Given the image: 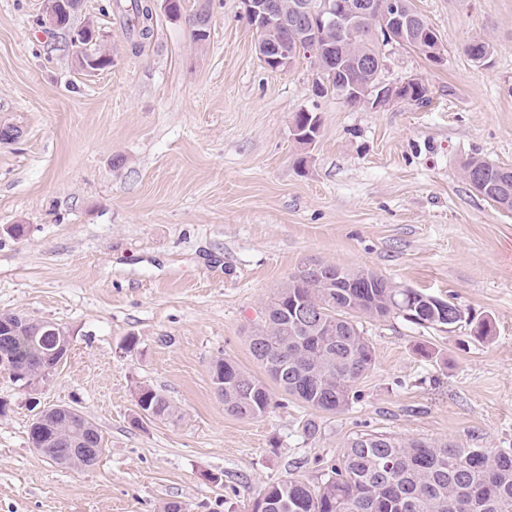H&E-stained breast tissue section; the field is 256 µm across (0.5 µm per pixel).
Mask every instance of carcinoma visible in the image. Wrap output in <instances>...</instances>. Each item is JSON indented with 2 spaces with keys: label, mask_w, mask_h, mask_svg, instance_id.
<instances>
[{
  "label": "carcinoma",
  "mask_w": 512,
  "mask_h": 512,
  "mask_svg": "<svg viewBox=\"0 0 512 512\" xmlns=\"http://www.w3.org/2000/svg\"><path fill=\"white\" fill-rule=\"evenodd\" d=\"M124 13L129 30L145 40L151 36V0H113ZM257 44L290 39L294 31L278 24L253 25ZM360 34L347 43L342 65L356 59L372 63L360 78L372 85L384 80V48L392 40L378 39L376 19L355 25ZM336 26H327L309 38L313 51L302 58L317 62L320 49L336 43ZM102 38L80 37L72 43V57L80 68L100 70L111 57L102 48ZM476 67L483 66L484 54L492 47L486 40H475L464 49ZM480 171L494 185L484 197L512 211V170L501 177L504 168L478 157L462 165L464 179ZM323 270L300 269L291 274L268 303L270 320L256 324L250 340L260 347L251 349L266 373L285 393L317 411L338 413L349 407L353 389L375 363L373 347L354 325L360 318L381 320L398 315L420 327L461 323L462 309L451 301H433L430 295L412 288H400L391 279L368 268L346 274L360 276L353 287L347 283L327 284ZM300 308H317L324 320L338 324L334 336H319L312 327L297 319ZM46 323L25 320L8 353L9 362L0 363V372L29 388L37 384L38 372L52 361L38 342ZM470 336L478 343L493 337L487 320L470 324ZM211 380L220 390L224 409L238 417L255 418L271 405L265 383L242 370L236 363L218 359L211 366ZM135 395L145 404L152 418L173 417L174 406L159 391L140 385ZM29 442L39 453L57 464L72 468L94 466L105 451L102 431L88 418H67L58 410L48 417V425L36 430L31 425ZM253 512H512V450L507 448H461L455 444L403 441L378 433H363L350 440L330 474L314 485L288 479L264 487L262 499Z\"/></svg>",
  "instance_id": "carcinoma-1"
}]
</instances>
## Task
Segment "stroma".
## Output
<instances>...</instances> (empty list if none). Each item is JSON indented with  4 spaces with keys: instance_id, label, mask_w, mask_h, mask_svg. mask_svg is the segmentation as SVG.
<instances>
[{
    "instance_id": "obj_1",
    "label": "stroma",
    "mask_w": 512,
    "mask_h": 512,
    "mask_svg": "<svg viewBox=\"0 0 512 512\" xmlns=\"http://www.w3.org/2000/svg\"><path fill=\"white\" fill-rule=\"evenodd\" d=\"M107 2L72 17L97 23L112 55L87 73L67 32L41 25L42 0H0V125L21 131L0 143V313L72 337L49 385L0 375V512H252L265 485L320 483L360 433L512 448V211L461 171L473 156L512 168V0H413L444 60L387 48L386 79H419L431 102L380 110L314 97L310 61L268 68L240 0L157 10L138 49ZM478 38L489 66L464 53ZM302 110L320 120L308 146L291 131ZM312 264L453 301L491 319L494 339L473 342L464 322L364 319L375 364L348 409L315 411L272 382L263 416L229 414L212 363L264 376L250 327ZM141 384L170 399L171 419L134 424ZM33 398L100 428L97 465L31 447Z\"/></svg>"
}]
</instances>
